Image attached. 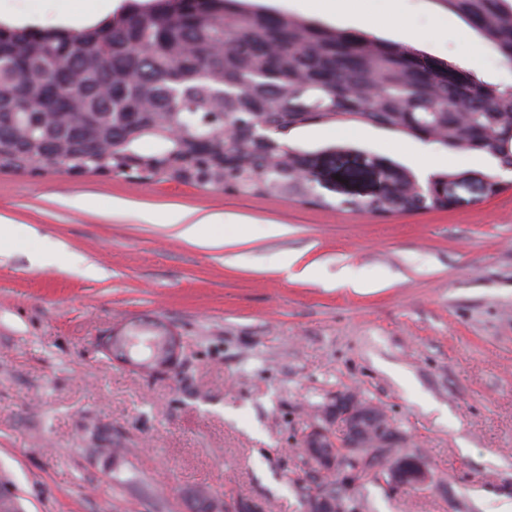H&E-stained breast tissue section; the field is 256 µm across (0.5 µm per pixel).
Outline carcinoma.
<instances>
[{"instance_id": "obj_1", "label": "carcinoma", "mask_w": 512, "mask_h": 512, "mask_svg": "<svg viewBox=\"0 0 512 512\" xmlns=\"http://www.w3.org/2000/svg\"><path fill=\"white\" fill-rule=\"evenodd\" d=\"M438 2L512 62V0ZM0 65L1 170L135 174L324 207L303 180L308 153L286 136L350 121L512 169V85L470 71L453 85L440 75L458 65L422 49L248 0H127L78 32L0 23ZM420 186L402 167L363 209L434 208ZM145 338L148 357L166 353L165 332Z\"/></svg>"}]
</instances>
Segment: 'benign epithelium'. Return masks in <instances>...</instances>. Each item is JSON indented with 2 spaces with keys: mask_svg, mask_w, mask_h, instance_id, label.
I'll return each mask as SVG.
<instances>
[{
  "mask_svg": "<svg viewBox=\"0 0 512 512\" xmlns=\"http://www.w3.org/2000/svg\"><path fill=\"white\" fill-rule=\"evenodd\" d=\"M357 158L376 176L377 189L373 197L389 193L394 179L398 177L396 170L378 160L370 161L364 154L357 155ZM322 419L323 424L305 433L300 448L311 476L305 499L307 512H327V506L333 504L336 512H350L351 494L361 479L346 473L344 462L332 451V445L340 441L357 457L363 456L365 448L379 449V452L366 457L365 462L373 472L385 471V482L391 487H422L433 481L423 459L416 458L411 466L406 467L388 452L394 445L405 443V435L379 405L342 394L323 410ZM337 424L342 427L339 435L335 430ZM0 512H21L15 493L2 486Z\"/></svg>",
  "mask_w": 512,
  "mask_h": 512,
  "instance_id": "benign-epithelium-1",
  "label": "benign epithelium"
}]
</instances>
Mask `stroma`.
<instances>
[{
	"label": "stroma",
	"mask_w": 512,
	"mask_h": 512,
	"mask_svg": "<svg viewBox=\"0 0 512 512\" xmlns=\"http://www.w3.org/2000/svg\"><path fill=\"white\" fill-rule=\"evenodd\" d=\"M91 0H0V17L52 26ZM399 9L428 53L512 84L504 61L435 0ZM290 144L320 155L327 208L123 175L0 171V218L31 234L0 244V484L23 512H214L228 498L306 512L300 440L336 394L382 406L435 476L427 488L364 479L355 512H497L512 500V171L366 123H314ZM342 146L344 163L328 153ZM418 177L464 173L446 208L375 215L355 153ZM502 182L486 194L483 177ZM220 216L223 247L174 236L169 211ZM281 234L272 236L268 226ZM65 251L56 263L33 254ZM310 266L312 279L284 270ZM344 284H337V277ZM180 338L149 374L102 350L138 321Z\"/></svg>",
	"instance_id": "1"
}]
</instances>
